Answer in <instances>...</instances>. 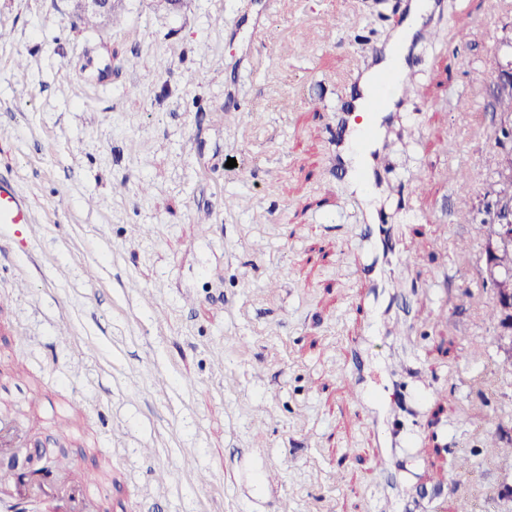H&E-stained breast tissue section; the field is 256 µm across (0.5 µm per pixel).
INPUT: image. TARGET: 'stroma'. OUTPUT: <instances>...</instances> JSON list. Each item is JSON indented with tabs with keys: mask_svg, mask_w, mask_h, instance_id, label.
I'll return each mask as SVG.
<instances>
[{
	"mask_svg": "<svg viewBox=\"0 0 512 512\" xmlns=\"http://www.w3.org/2000/svg\"><path fill=\"white\" fill-rule=\"evenodd\" d=\"M499 3L444 0L408 59L381 161L399 285L361 341L371 292L325 125L403 24L401 0H123L117 30L77 25L76 0H0V176L41 224L26 250L0 242V399L28 447L97 471L102 512H279L282 497L288 512H370L381 495L396 512H512V457L483 452L512 431V372L475 223L512 40ZM381 427L412 439L383 475ZM268 466L280 481L262 489Z\"/></svg>",
	"mask_w": 512,
	"mask_h": 512,
	"instance_id": "35a3bbf8",
	"label": "stroma"
}]
</instances>
